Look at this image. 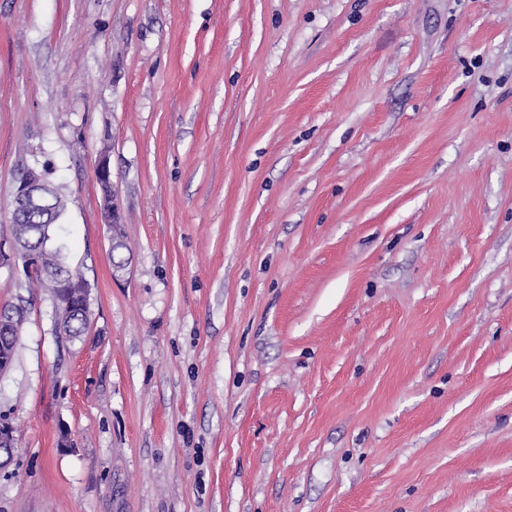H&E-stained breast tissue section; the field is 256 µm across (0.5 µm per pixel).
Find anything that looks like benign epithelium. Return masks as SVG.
I'll list each match as a JSON object with an SVG mask.
<instances>
[{
  "mask_svg": "<svg viewBox=\"0 0 512 512\" xmlns=\"http://www.w3.org/2000/svg\"><path fill=\"white\" fill-rule=\"evenodd\" d=\"M49 194V183L46 177L33 170L29 175L18 180L14 194V210L18 213L36 201H44ZM13 254L22 262L25 276L39 272L50 283L51 294L57 313V332L59 335H71V326L77 319L88 315V286L69 280L68 276L44 265V248L31 241H13ZM21 302L10 307L0 308V376L7 373L12 365L10 347L13 342L12 333L20 317L17 313L24 311ZM13 430L9 422L0 421V453L12 455Z\"/></svg>",
  "mask_w": 512,
  "mask_h": 512,
  "instance_id": "7a95c632",
  "label": "benign epithelium"
}]
</instances>
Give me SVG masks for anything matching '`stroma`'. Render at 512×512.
<instances>
[{"mask_svg": "<svg viewBox=\"0 0 512 512\" xmlns=\"http://www.w3.org/2000/svg\"><path fill=\"white\" fill-rule=\"evenodd\" d=\"M21 298L0 512H512V0H0ZM49 183L43 174L29 170L26 178L19 179L14 194V210L20 213L36 201H45L49 194ZM51 185V184H50ZM51 196L53 208L56 212V223L50 225L48 235L45 236L46 253L52 268H63L66 274L75 279L83 280L84 274L79 267H71L65 262L64 243L62 241V227L58 220L65 209V201L56 188L51 185ZM29 240L28 238L26 241ZM18 241L14 235L13 254L16 259L21 260L23 271L26 277L38 271L41 276L35 278L43 288H47L41 277L50 283L51 294L55 302L57 313V332L59 335L71 337L80 336L87 325L89 310L88 286L86 283H79L69 280L68 276L58 270L46 268L44 265V248L38 242ZM82 320L73 322L76 319ZM73 324V326H72ZM72 326V334H71Z\"/></svg>", "mask_w": 512, "mask_h": 512, "instance_id": "1", "label": "stroma"}]
</instances>
